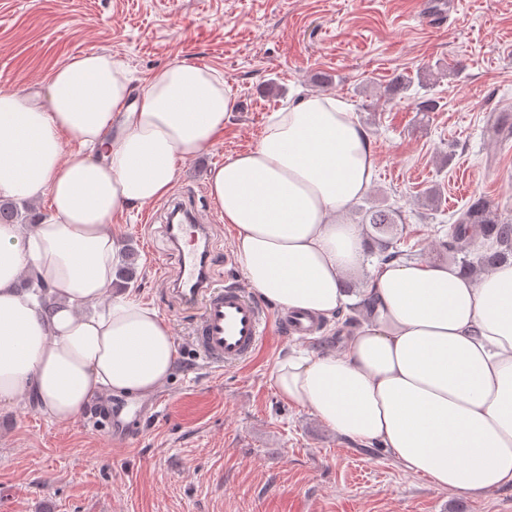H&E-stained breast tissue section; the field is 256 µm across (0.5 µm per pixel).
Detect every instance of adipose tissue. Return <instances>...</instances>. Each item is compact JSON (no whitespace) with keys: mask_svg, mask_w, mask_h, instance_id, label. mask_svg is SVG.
Wrapping results in <instances>:
<instances>
[{"mask_svg":"<svg viewBox=\"0 0 512 512\" xmlns=\"http://www.w3.org/2000/svg\"><path fill=\"white\" fill-rule=\"evenodd\" d=\"M234 103L215 69L184 62L132 93L122 66L98 52L56 68L45 93H0V198L52 202L30 230L0 224V402L32 398L47 419L67 422L95 398L148 394L170 377L169 324L112 291L120 246L109 226L167 195L181 163L215 144ZM68 141L79 151L65 152ZM375 167L354 114L312 94L211 169L208 193L259 297L329 321L352 303L344 281L362 267L364 238L339 216ZM26 273L46 294L19 287ZM363 296L367 314L342 350L278 360L277 392L438 489L512 491V260L470 276L394 259Z\"/></svg>","mask_w":512,"mask_h":512,"instance_id":"1","label":"adipose tissue"}]
</instances>
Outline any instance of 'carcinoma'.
Returning a JSON list of instances; mask_svg holds the SVG:
<instances>
[{
  "label": "carcinoma",
  "instance_id": "1",
  "mask_svg": "<svg viewBox=\"0 0 512 512\" xmlns=\"http://www.w3.org/2000/svg\"><path fill=\"white\" fill-rule=\"evenodd\" d=\"M29 213L30 206L26 203L0 200V224H26ZM396 218L394 210L371 209L363 214L362 223L381 231L396 223ZM479 242L483 249L476 253V262L482 269L492 268L512 254V219H499L483 201L469 205L448 230L450 250L467 254Z\"/></svg>",
  "mask_w": 512,
  "mask_h": 512
}]
</instances>
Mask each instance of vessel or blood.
I'll return each mask as SVG.
<instances>
[{"label": "vessel or blood", "instance_id": "1", "mask_svg": "<svg viewBox=\"0 0 512 512\" xmlns=\"http://www.w3.org/2000/svg\"><path fill=\"white\" fill-rule=\"evenodd\" d=\"M183 213L184 223L166 227L179 266L170 293L179 306L197 313L192 345L198 358L218 366L248 361L271 325L285 336H306L316 331L317 320L303 313L284 310L275 321H268L262 306L244 288L216 283L210 270V227L199 223L191 208H184ZM124 408V403H116L112 413L102 416L109 436L119 443L135 431L133 419L122 415Z\"/></svg>", "mask_w": 512, "mask_h": 512}]
</instances>
